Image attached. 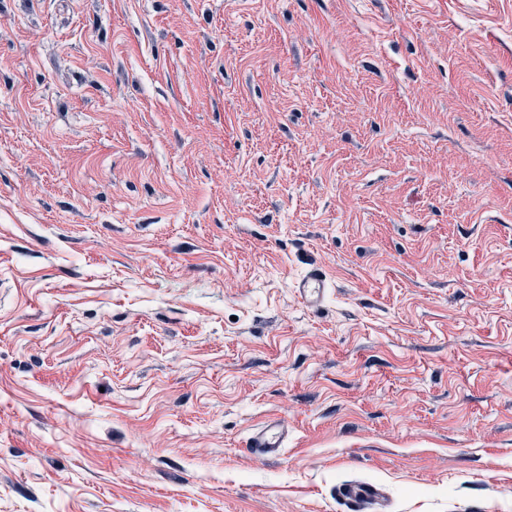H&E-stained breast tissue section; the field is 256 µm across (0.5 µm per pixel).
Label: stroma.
Here are the masks:
<instances>
[{
  "mask_svg": "<svg viewBox=\"0 0 512 512\" xmlns=\"http://www.w3.org/2000/svg\"><path fill=\"white\" fill-rule=\"evenodd\" d=\"M351 480L512 512V0H0V512ZM325 288H327V277L320 269L308 271L297 283L300 298L310 306H316L322 301ZM286 434L287 430L281 420L270 418L251 436L246 448L261 457L276 456L282 449Z\"/></svg>",
  "mask_w": 512,
  "mask_h": 512,
  "instance_id": "stroma-1",
  "label": "stroma"
}]
</instances>
